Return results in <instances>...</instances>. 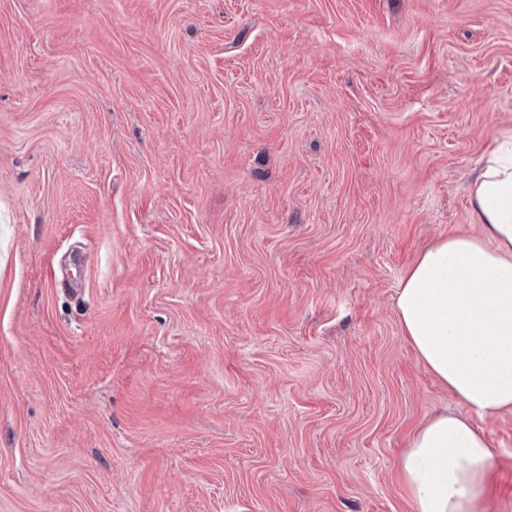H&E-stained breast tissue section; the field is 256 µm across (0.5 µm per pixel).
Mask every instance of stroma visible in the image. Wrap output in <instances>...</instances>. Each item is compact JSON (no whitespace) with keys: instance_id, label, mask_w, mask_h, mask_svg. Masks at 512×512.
Masks as SVG:
<instances>
[{"instance_id":"35a3bbf8","label":"stroma","mask_w":512,"mask_h":512,"mask_svg":"<svg viewBox=\"0 0 512 512\" xmlns=\"http://www.w3.org/2000/svg\"><path fill=\"white\" fill-rule=\"evenodd\" d=\"M505 129L512 0H0V512H412L395 297Z\"/></svg>"}]
</instances>
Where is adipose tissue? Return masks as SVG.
I'll return each mask as SVG.
<instances>
[{
	"instance_id": "obj_1",
	"label": "adipose tissue",
	"mask_w": 512,
	"mask_h": 512,
	"mask_svg": "<svg viewBox=\"0 0 512 512\" xmlns=\"http://www.w3.org/2000/svg\"><path fill=\"white\" fill-rule=\"evenodd\" d=\"M476 235H449L407 269L396 315L418 361L467 409L414 429L399 472L412 512H489L495 454L477 422L512 411V130L469 185Z\"/></svg>"
}]
</instances>
